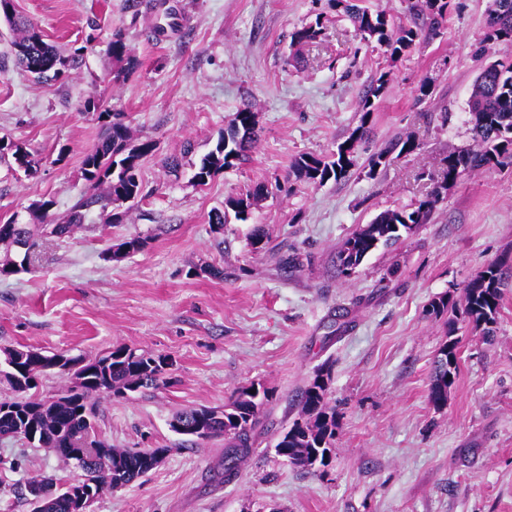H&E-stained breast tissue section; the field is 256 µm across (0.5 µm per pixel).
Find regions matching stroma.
Returning <instances> with one entry per match:
<instances>
[{"label":"stroma","instance_id":"obj_1","mask_svg":"<svg viewBox=\"0 0 512 512\" xmlns=\"http://www.w3.org/2000/svg\"><path fill=\"white\" fill-rule=\"evenodd\" d=\"M491 2L453 0L439 35L393 56L360 40L330 0H15L75 63L65 83L33 81L0 23V139L25 143L40 161L30 176L0 162V218L60 222L82 197L106 193L81 172L102 134L85 102L107 100L133 137L184 156L176 175L158 159L144 162L142 196L121 223L102 224L90 207L77 233L44 240L30 270L0 276V350L75 357L128 347L170 362L166 386L102 402L96 426L113 446L169 454L134 485L102 494L95 512H512V288L492 342L469 325L456 332L459 369L441 408L428 388L446 327L425 314L445 294L464 305L468 282L512 254V172L463 175L428 222L351 275L336 272L347 237L384 210L413 207L441 159L470 147L472 86L498 55L484 41ZM318 16L321 37L291 47L292 33ZM117 31L138 65L114 84ZM379 72L388 83L356 171L320 187L290 178L294 157L328 154L349 136ZM423 85L432 95L420 102ZM247 103L257 114L255 148L196 185L201 157ZM406 136L420 150L369 174L370 157ZM260 182L287 189L256 201L249 221L215 230L211 213ZM44 200L45 218L32 208ZM257 224L267 244L254 252L246 242ZM130 236L147 247L103 260L109 244ZM211 267L223 278L209 276ZM323 365L335 454L306 473L274 445ZM253 382L271 398L252 453L228 481L224 440L181 445L169 421L182 408L223 407ZM41 474L79 476L50 449L0 439V512H31L25 485Z\"/></svg>","mask_w":512,"mask_h":512}]
</instances>
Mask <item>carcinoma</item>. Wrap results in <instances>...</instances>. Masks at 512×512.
Masks as SVG:
<instances>
[{"instance_id": "1", "label": "carcinoma", "mask_w": 512, "mask_h": 512, "mask_svg": "<svg viewBox=\"0 0 512 512\" xmlns=\"http://www.w3.org/2000/svg\"><path fill=\"white\" fill-rule=\"evenodd\" d=\"M452 0H413L409 5L410 23L395 25L382 12L372 13L356 0H333L336 10L352 23L361 40L384 46L392 55L411 49L420 41H427L440 33L446 22ZM3 20L15 32L12 52L18 66L36 80H58L69 77L70 59L60 48L44 40L40 30L16 12L4 14ZM485 40L500 46V58L486 65L477 76L470 100L472 147L442 159L441 181L411 209L385 210L374 220L346 238L337 253L336 266L340 274L350 275L366 256L379 246H392L415 225L424 223L435 209L441 189L457 181L462 175L480 169H512V0H493L486 19ZM321 16L292 35L293 43L304 45L315 42L321 35ZM112 58L125 64L113 73L117 82L133 70L136 59L123 33L113 34ZM387 84L386 74H381L370 86L360 102L359 125L349 137L338 144L328 155L302 153L294 158L291 173L308 184L322 185L333 179L338 181L351 174L355 167L356 143L368 135L369 122L378 97ZM84 111L94 112L102 122L99 142L81 161L82 175L93 187L105 183L107 194H92L79 201L66 222L51 225L49 234L56 238L71 236L81 227L83 210L100 206L102 223H113V217L126 212L125 205L140 197L142 162L157 150L155 140L146 137L133 139L130 127L120 112H112L101 104L87 102ZM258 136L257 115L250 105H245L232 115L220 136L215 150L205 155L192 176L194 182L206 185L216 172L229 168L234 162L246 158ZM420 143L407 137H398L381 149L369 161V173L386 166L394 151L412 153ZM11 157L15 169L27 175L36 169L38 159L21 143H0V160ZM269 194L267 185L260 183L246 192L230 197L225 207L235 213L237 220L249 219L255 201ZM24 244L22 259H6L0 264V275H8L31 266L36 259L37 246L30 225L14 220L0 219V244ZM148 240L132 236L114 243L103 252V259L119 261L130 254L143 251ZM512 283V265L493 262L480 271L465 287L466 302L459 309L450 297L433 299L425 310L436 318L448 316V336L435 361L429 399L438 404L441 391L454 382L457 369V341L452 339L456 325L465 321L489 336L497 322L502 288ZM0 373L9 386L10 394L0 397V437L21 438L40 448H50L64 459L69 453L82 449L86 453L84 470L90 472L94 483L91 492L101 496L104 487L120 480L129 485L153 470L148 463L147 448H115L98 436L94 421L99 403L105 398H125L145 389H157L165 384V371L158 365L161 356L131 348H117L110 353V362L104 367L93 360L86 361L80 369L69 371L52 368L54 355L40 349L25 350V360L16 372H11L17 350L0 351ZM67 377L57 394L49 399H39L31 388L23 385L29 378H41L51 373ZM330 375L320 370L302 390L299 399L300 417L278 439L276 446L288 448L298 457V468L309 472L307 464L312 453L333 447L336 437V410L329 402ZM269 392L257 398L249 386L240 387L222 409H210L209 415L198 417L199 410L186 408L176 412L169 422L171 429L178 424H200L203 433L191 440L197 446L222 438L228 451L224 453L227 466L225 480L238 474V468L255 443V432Z\"/></svg>"}]
</instances>
